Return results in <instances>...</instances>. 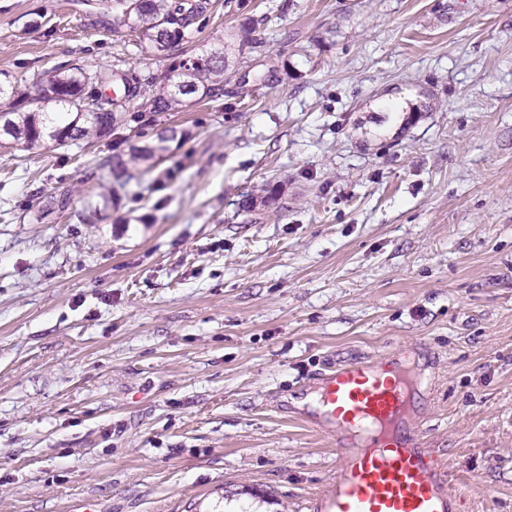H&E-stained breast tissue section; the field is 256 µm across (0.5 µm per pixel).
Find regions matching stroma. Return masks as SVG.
I'll list each match as a JSON object with an SVG mask.
<instances>
[{"mask_svg": "<svg viewBox=\"0 0 512 512\" xmlns=\"http://www.w3.org/2000/svg\"><path fill=\"white\" fill-rule=\"evenodd\" d=\"M263 14L221 99L0 148V512H310L340 454L292 399L401 349L462 512H512V0H211L185 48ZM75 59L169 65L73 0H0V82ZM164 132L170 134L167 135ZM164 132L157 134L152 141H141L138 144L131 145L129 149L130 159L135 163L144 165L146 169H151L170 150L169 142L177 136V129L173 127Z\"/></svg>", "mask_w": 512, "mask_h": 512, "instance_id": "1", "label": "stroma"}]
</instances>
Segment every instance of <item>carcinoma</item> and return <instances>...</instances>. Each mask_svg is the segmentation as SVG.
<instances>
[{"label": "carcinoma", "mask_w": 512, "mask_h": 512, "mask_svg": "<svg viewBox=\"0 0 512 512\" xmlns=\"http://www.w3.org/2000/svg\"><path fill=\"white\" fill-rule=\"evenodd\" d=\"M97 16L113 30L124 27L139 35L153 50L164 49L171 64L150 77L152 90L137 91L135 78L110 69L91 70L76 62L37 73L30 87L0 84V96L10 99V110L0 111V138L24 150H57L70 142L112 135L128 122L125 102L141 99L138 116L151 123L164 112H182L203 101L224 95V72L229 55L261 51L262 42L246 38L242 43H224L220 55L200 54L185 60L178 51L190 27L204 18L209 0H97ZM116 85L121 96L102 95L101 88ZM61 106L63 112L48 107ZM177 129L159 133L152 141L130 146V159L152 168L170 150Z\"/></svg>", "instance_id": "cac0c4a2"}]
</instances>
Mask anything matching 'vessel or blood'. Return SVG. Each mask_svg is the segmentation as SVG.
I'll list each match as a JSON object with an SVG mask.
<instances>
[{
  "instance_id": "obj_1",
  "label": "vessel or blood",
  "mask_w": 512,
  "mask_h": 512,
  "mask_svg": "<svg viewBox=\"0 0 512 512\" xmlns=\"http://www.w3.org/2000/svg\"><path fill=\"white\" fill-rule=\"evenodd\" d=\"M422 385L394 358L350 363L322 380L319 408L302 420L335 441L342 457L313 512H458L444 463L408 419Z\"/></svg>"
}]
</instances>
